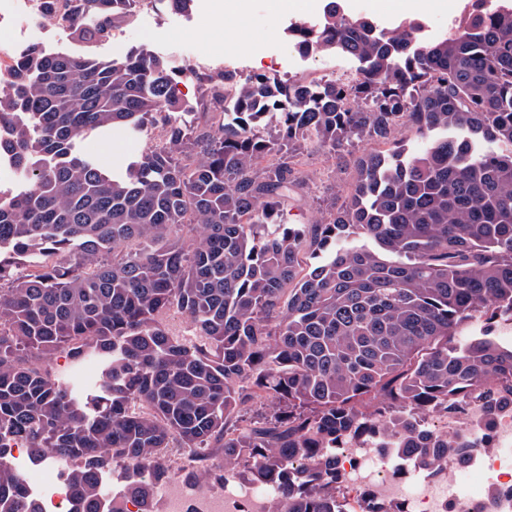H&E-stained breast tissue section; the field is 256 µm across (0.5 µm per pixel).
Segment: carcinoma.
<instances>
[{
	"label": "carcinoma",
	"mask_w": 512,
	"mask_h": 512,
	"mask_svg": "<svg viewBox=\"0 0 512 512\" xmlns=\"http://www.w3.org/2000/svg\"><path fill=\"white\" fill-rule=\"evenodd\" d=\"M164 1L193 2L39 0L38 15L90 46ZM287 32L303 54L357 61L355 82L244 78L143 47L109 61L32 47L8 66L0 512H41L16 448L31 464L70 462V512H116L119 462L138 512H154L161 479L241 468L286 488L277 512H339L349 439L430 466L472 448L430 415L475 401L489 424L512 406V345L490 337L512 317V152L490 148L512 145V7H475L430 37L417 19L381 31L328 0L321 21ZM184 79L198 93L191 127ZM405 124L420 152L359 155L319 219L284 222L308 187L309 147L385 144ZM150 125L160 142L121 174L78 150L93 131ZM173 311L188 334L169 327ZM169 451L198 466L171 467Z\"/></svg>",
	"instance_id": "1"
}]
</instances>
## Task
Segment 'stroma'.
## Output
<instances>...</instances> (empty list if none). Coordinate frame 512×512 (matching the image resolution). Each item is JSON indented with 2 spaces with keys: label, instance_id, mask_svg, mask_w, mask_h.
Instances as JSON below:
<instances>
[{
  "label": "stroma",
  "instance_id": "obj_1",
  "mask_svg": "<svg viewBox=\"0 0 512 512\" xmlns=\"http://www.w3.org/2000/svg\"><path fill=\"white\" fill-rule=\"evenodd\" d=\"M271 0H249L242 18L224 16L221 0H205L201 21L189 23L186 15L158 5L151 13H137L131 22L118 27L113 38L85 46L72 41L66 32L41 18L27 20L20 33L0 28V50L20 51L37 45L47 50H66L90 54L107 61L120 58L128 49L145 47L176 64L186 63L194 51H202V66L242 68L248 74L265 73L283 79L321 80L332 70L355 71V63L330 54L301 55L284 29L288 17L272 15ZM246 23L252 34V51L226 47L224 31ZM84 153L95 156L102 164L126 162L150 144L149 137L133 138L119 132L91 135L80 139ZM302 170L309 178L308 189L289 199L284 210L288 223L310 224L319 216L321 202L328 188L343 186L354 176L351 157L332 156L318 147L300 157Z\"/></svg>",
  "mask_w": 512,
  "mask_h": 512
}]
</instances>
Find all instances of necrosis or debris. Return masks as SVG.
<instances>
[{
	"instance_id": "1",
	"label": "necrosis or debris",
	"mask_w": 512,
	"mask_h": 512,
	"mask_svg": "<svg viewBox=\"0 0 512 512\" xmlns=\"http://www.w3.org/2000/svg\"><path fill=\"white\" fill-rule=\"evenodd\" d=\"M480 412L474 404L467 416L446 417L448 434L466 437L475 449L431 470L417 463L397 465L388 453L357 440L347 442L336 451L343 504H364L370 512H386L395 504L402 512H512V408L502 409L488 428L476 424ZM470 472L482 484L460 493L458 479ZM486 483L492 494H484ZM283 494L279 486L260 487L237 477L225 479L218 491L178 477L154 488L156 512H268L271 500Z\"/></svg>"
}]
</instances>
